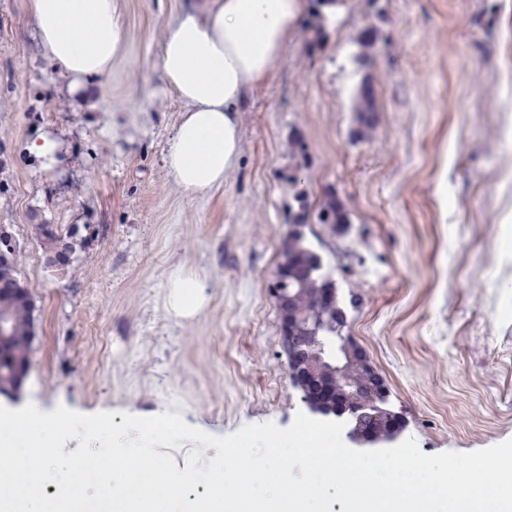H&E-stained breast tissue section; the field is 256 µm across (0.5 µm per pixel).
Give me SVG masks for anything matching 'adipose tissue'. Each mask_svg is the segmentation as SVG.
Segmentation results:
<instances>
[{
	"label": "adipose tissue",
	"instance_id": "adipose-tissue-1",
	"mask_svg": "<svg viewBox=\"0 0 512 512\" xmlns=\"http://www.w3.org/2000/svg\"><path fill=\"white\" fill-rule=\"evenodd\" d=\"M298 0H194L164 28L159 74L186 109L167 141L164 163L189 196L223 184L240 150L237 114L248 87L280 61ZM45 55L69 78L71 97L89 98L124 44L114 0H29ZM201 279L174 272L167 307L181 319L203 309Z\"/></svg>",
	"mask_w": 512,
	"mask_h": 512
}]
</instances>
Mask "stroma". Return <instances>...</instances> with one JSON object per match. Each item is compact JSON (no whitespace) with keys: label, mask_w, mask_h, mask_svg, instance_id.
Here are the masks:
<instances>
[{"label":"stroma","mask_w":512,"mask_h":512,"mask_svg":"<svg viewBox=\"0 0 512 512\" xmlns=\"http://www.w3.org/2000/svg\"><path fill=\"white\" fill-rule=\"evenodd\" d=\"M192 0H117L124 48L89 105L46 58L27 0H0V225L35 301L29 369L0 406L81 414L168 411L214 436L291 425L271 288L295 197L336 191L346 230L310 222L352 336L427 454L512 438V0H340L331 28L302 17L273 72L246 92L223 186L184 195L163 163L184 104L157 71L162 31ZM378 34L376 124L354 140L353 43ZM49 132L57 165L27 141ZM300 139L305 155L293 153ZM71 236L46 265L36 230ZM205 307L166 306L175 267Z\"/></svg>","instance_id":"obj_1"}]
</instances>
